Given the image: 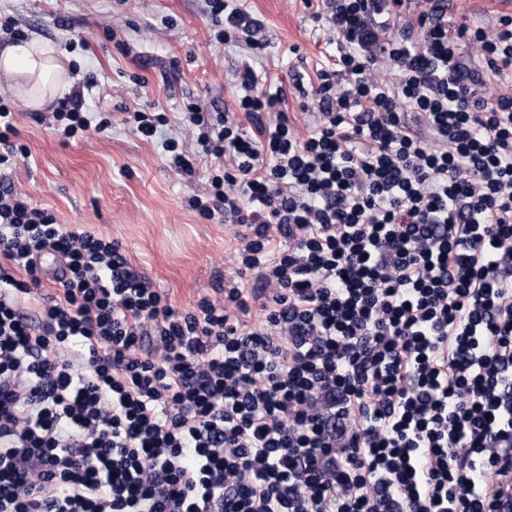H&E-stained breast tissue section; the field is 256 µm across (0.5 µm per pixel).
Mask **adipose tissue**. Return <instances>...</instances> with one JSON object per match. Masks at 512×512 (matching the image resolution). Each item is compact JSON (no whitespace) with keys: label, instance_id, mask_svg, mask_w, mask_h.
I'll return each mask as SVG.
<instances>
[{"label":"adipose tissue","instance_id":"obj_1","mask_svg":"<svg viewBox=\"0 0 512 512\" xmlns=\"http://www.w3.org/2000/svg\"><path fill=\"white\" fill-rule=\"evenodd\" d=\"M60 56L55 46L37 38L11 42L0 46V75L31 80L34 90L24 95L23 103L38 108L70 90L71 82L63 77L65 69Z\"/></svg>","mask_w":512,"mask_h":512}]
</instances>
